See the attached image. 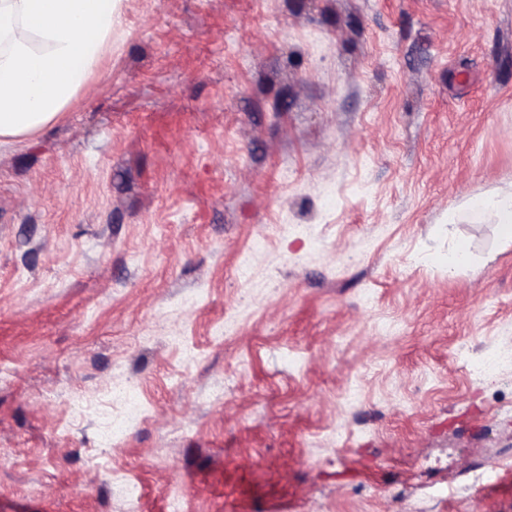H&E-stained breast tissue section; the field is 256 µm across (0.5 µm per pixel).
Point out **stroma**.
<instances>
[{"mask_svg": "<svg viewBox=\"0 0 512 512\" xmlns=\"http://www.w3.org/2000/svg\"><path fill=\"white\" fill-rule=\"evenodd\" d=\"M509 190L512 0H118L0 138V512H512V369L456 355L512 342V247L448 221ZM112 407L118 406V418L112 419L99 433V448H111L119 444L131 425L144 418V408L137 390L126 384H115L109 392Z\"/></svg>", "mask_w": 512, "mask_h": 512, "instance_id": "stroma-1", "label": "stroma"}]
</instances>
